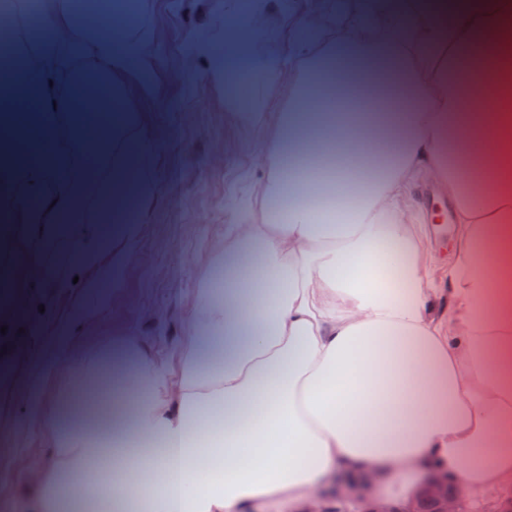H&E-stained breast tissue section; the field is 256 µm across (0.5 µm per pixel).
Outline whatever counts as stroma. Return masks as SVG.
Listing matches in <instances>:
<instances>
[{
    "label": "stroma",
    "mask_w": 512,
    "mask_h": 512,
    "mask_svg": "<svg viewBox=\"0 0 512 512\" xmlns=\"http://www.w3.org/2000/svg\"><path fill=\"white\" fill-rule=\"evenodd\" d=\"M222 0H161L157 12L158 36L150 74L137 66L124 67L130 88L131 111L144 115L146 128L155 134L160 151L148 162V178L133 200L126 222L127 239L118 240L94 279L104 288L116 279L115 299L125 318L160 348L171 343L172 328L182 319L183 304L199 282V270L212 246L229 224L247 216L245 197L253 195L262 179L258 150L266 140L270 122H242L224 106V92L204 78V58L195 55L190 38L202 39L215 29ZM358 0H272L271 25L258 53L293 64L296 56L294 28L312 12L343 6V16L353 20ZM199 72L185 86L187 72ZM440 251H447L454 226L448 204L436 188L418 183L412 199ZM134 245L130 260H123L126 245ZM32 333H20L17 346L36 336L41 349L22 362L18 376L0 365V474L24 475L34 465L30 438L15 433L26 415L24 392L37 389L46 364L85 347L84 338L63 335L56 315L32 318Z\"/></svg>",
    "instance_id": "1"
}]
</instances>
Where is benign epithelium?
<instances>
[{
	"instance_id": "1",
	"label": "benign epithelium",
	"mask_w": 512,
	"mask_h": 512,
	"mask_svg": "<svg viewBox=\"0 0 512 512\" xmlns=\"http://www.w3.org/2000/svg\"><path fill=\"white\" fill-rule=\"evenodd\" d=\"M379 479L377 471L364 473L359 479L340 478L331 492L317 494L314 501L301 512H331L333 504H351L353 512H419L421 501L428 500L435 512H462L464 497L448 484V473L435 469L420 482L417 495L402 504L379 500L370 494L373 484Z\"/></svg>"
}]
</instances>
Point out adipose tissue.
<instances>
[{
    "instance_id": "obj_1",
    "label": "adipose tissue",
    "mask_w": 512,
    "mask_h": 512,
    "mask_svg": "<svg viewBox=\"0 0 512 512\" xmlns=\"http://www.w3.org/2000/svg\"><path fill=\"white\" fill-rule=\"evenodd\" d=\"M270 0H225L224 26L192 50L255 119L290 75L287 111L260 149L253 221L210 250L180 340L163 354L135 324L95 336L102 300L75 309L112 240L98 226L144 180L139 115L86 94L121 60L150 62L154 0L114 36L108 9L6 0L0 98L38 97L52 122L0 151L8 207L0 262H24L43 305L87 349L49 366L29 399L41 463L28 512H271L333 476L392 468L400 499L429 465L480 491L512 487V0H363L358 23H304L297 62L255 50ZM456 138L467 158L450 163ZM448 198L443 278L434 241L406 221L416 179ZM120 481L108 492L100 465Z\"/></svg>"
}]
</instances>
